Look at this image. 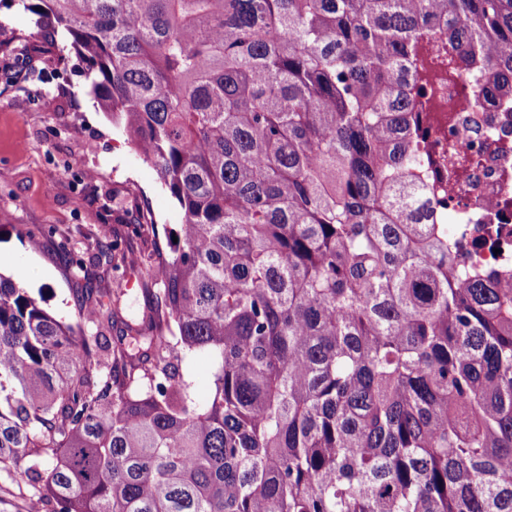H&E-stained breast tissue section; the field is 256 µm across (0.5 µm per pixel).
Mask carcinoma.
I'll return each instance as SVG.
<instances>
[{"instance_id": "1", "label": "carcinoma", "mask_w": 512, "mask_h": 512, "mask_svg": "<svg viewBox=\"0 0 512 512\" xmlns=\"http://www.w3.org/2000/svg\"><path fill=\"white\" fill-rule=\"evenodd\" d=\"M21 2L183 224L135 319L85 282L89 335L0 274V473L49 512H512V279L437 222L403 91L469 49L512 96V0ZM183 373L191 382L196 402L205 403L210 392V366L207 359L201 355L189 357L183 363Z\"/></svg>"}]
</instances>
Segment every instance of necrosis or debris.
Here are the masks:
<instances>
[{"label": "necrosis or debris", "instance_id": "necrosis-or-debris-1", "mask_svg": "<svg viewBox=\"0 0 512 512\" xmlns=\"http://www.w3.org/2000/svg\"><path fill=\"white\" fill-rule=\"evenodd\" d=\"M484 67L462 65L455 75L437 71L431 94L420 97V111L456 114L457 122L434 126L430 140L435 160L448 150L461 151L466 164L448 172V221L472 240L470 261L478 267L512 269V99L485 102L471 112L470 90L480 89Z\"/></svg>", "mask_w": 512, "mask_h": 512}]
</instances>
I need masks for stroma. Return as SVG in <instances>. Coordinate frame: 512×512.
Returning <instances> with one entry per match:
<instances>
[{
    "label": "stroma",
    "mask_w": 512,
    "mask_h": 512,
    "mask_svg": "<svg viewBox=\"0 0 512 512\" xmlns=\"http://www.w3.org/2000/svg\"><path fill=\"white\" fill-rule=\"evenodd\" d=\"M64 43L36 28L19 0H0V273L75 325L85 277L126 289L129 311L143 297L121 271L78 270L67 254L95 255L142 214L162 229L178 228L182 215L90 94L85 63L62 53Z\"/></svg>",
    "instance_id": "1"
}]
</instances>
